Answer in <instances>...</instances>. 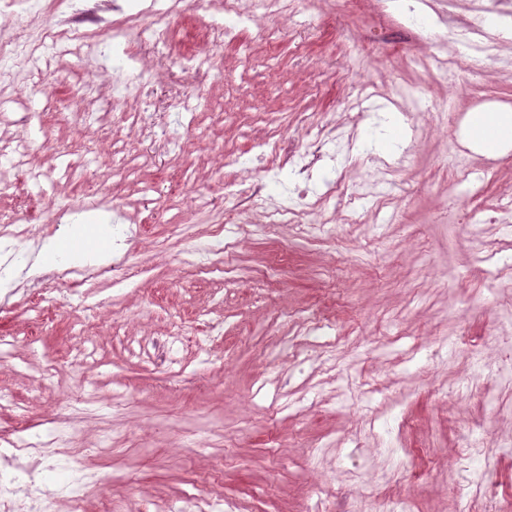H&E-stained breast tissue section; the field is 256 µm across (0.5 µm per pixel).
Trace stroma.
Wrapping results in <instances>:
<instances>
[{
	"label": "stroma",
	"mask_w": 512,
	"mask_h": 512,
	"mask_svg": "<svg viewBox=\"0 0 512 512\" xmlns=\"http://www.w3.org/2000/svg\"><path fill=\"white\" fill-rule=\"evenodd\" d=\"M166 23L179 73L195 47L206 0H187ZM430 17L412 31L380 0H294L286 36L245 62L239 43L213 51L194 116L164 106L146 151L128 126L105 122L85 74L112 61L46 45L26 77L0 78V135L25 143L44 175L31 180L0 154V216L29 217L0 296V438L46 436L51 421L75 437L40 466L51 512H172L203 494L224 512H483L512 503V389L497 377L494 344L512 336L501 319L512 278L478 253L512 263V223L493 222L512 187V151L471 149L461 120L496 104L512 108V36L475 16L512 22V0H417ZM465 38H457V31ZM480 56L478 71L458 61ZM52 77H42L43 68ZM320 116L336 134L330 195L311 168L300 182L272 172L259 147L277 134L296 149ZM126 148L134 174L112 167ZM263 194L324 227L309 241L295 225L240 235L196 266V250L221 233L209 206L237 212L225 156ZM491 168L467 188L459 167ZM306 184V198L283 188ZM98 208L130 227L111 259L131 268L34 290L64 266L27 270L44 243L78 226L74 205L96 185ZM62 221H55V214ZM178 334L173 359L154 342ZM472 446L479 456L455 458ZM489 480L497 498L475 499Z\"/></svg>",
	"instance_id": "obj_1"
}]
</instances>
